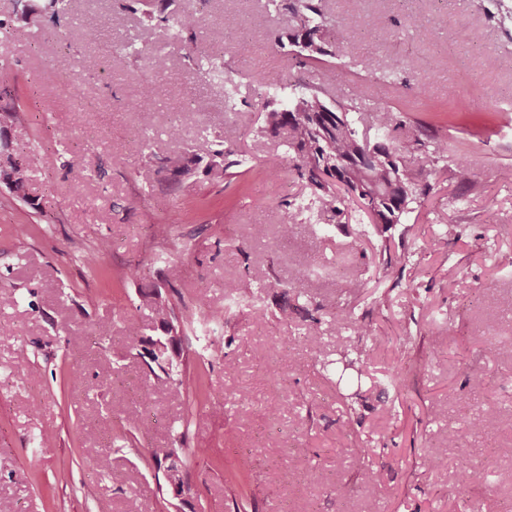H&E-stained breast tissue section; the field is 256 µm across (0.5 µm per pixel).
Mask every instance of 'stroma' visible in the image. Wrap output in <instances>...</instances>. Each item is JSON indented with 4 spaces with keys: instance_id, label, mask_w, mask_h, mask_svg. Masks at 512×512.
I'll return each mask as SVG.
<instances>
[{
    "instance_id": "stroma-1",
    "label": "stroma",
    "mask_w": 512,
    "mask_h": 512,
    "mask_svg": "<svg viewBox=\"0 0 512 512\" xmlns=\"http://www.w3.org/2000/svg\"><path fill=\"white\" fill-rule=\"evenodd\" d=\"M176 7L206 10L212 26L236 19L250 37L223 49L202 34L179 43L118 0H72L59 22L0 33V62L15 70L0 86V108L18 110L7 135L35 158L24 197L0 188V286L15 297L0 306V512H128L132 503L137 512H457L462 458L493 485L472 491L473 512H505L512 358L499 346L512 343V0H323L333 21L357 16L376 39L341 25L331 55L304 69L279 46L288 18L267 0ZM415 15L429 20L428 39L413 37ZM89 26L100 30L93 44L81 36ZM160 49L170 56L162 72L152 65ZM83 60L95 64L86 79ZM393 60L400 67L385 76ZM48 68L55 84L43 81ZM272 73L361 113L367 136L376 111L388 109L447 142L433 165L423 151L409 154L431 191L405 223L369 239L353 206L337 216L314 205L281 139L258 134L261 85ZM145 81L160 104L137 112L129 103ZM362 82L368 92L355 95ZM174 122L176 142L167 136ZM217 131L237 161L230 181L177 184L167 170L141 177L148 158ZM77 157L90 174L80 184L67 172ZM461 158L472 173L466 186L452 176ZM287 201L309 208L295 247L277 232ZM158 224L170 227V241L156 237ZM243 224L267 233L242 244ZM441 237L447 246L428 254ZM385 242L410 254L387 278L363 255ZM340 255L359 293L338 282ZM271 273L279 287H267ZM228 279L245 283L238 302L224 294ZM156 290L174 310L183 350L165 373L141 358L144 338L158 333L146 304ZM294 295L297 308L283 312ZM330 305L373 328L363 361L346 370L339 353L361 342L337 330ZM131 321L140 335L127 334ZM433 327L446 333L436 352ZM309 329L319 350L303 341ZM289 336L297 343L279 356ZM398 365L410 371L402 388L376 385ZM474 371L488 379L476 395ZM123 378L137 380L140 394L120 387ZM192 378L201 390L175 398L173 385ZM489 410L493 434L475 435ZM359 446L372 449L379 473L371 498L350 465ZM170 448L179 497L154 461ZM422 448L441 459L438 469L419 467Z\"/></svg>"
}]
</instances>
